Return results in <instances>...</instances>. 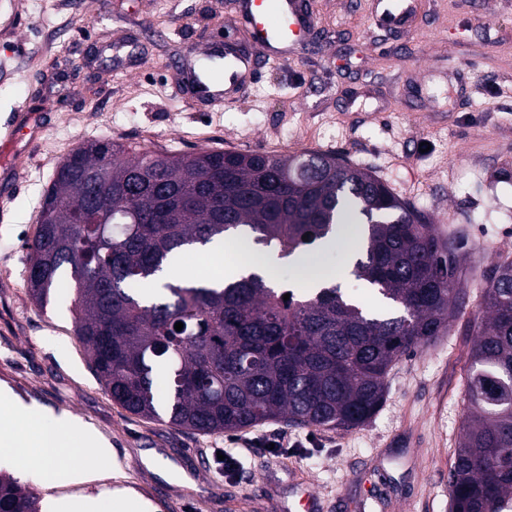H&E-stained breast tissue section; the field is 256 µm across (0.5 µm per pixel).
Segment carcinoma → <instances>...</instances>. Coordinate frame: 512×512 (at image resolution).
<instances>
[{"label": "carcinoma", "mask_w": 512, "mask_h": 512, "mask_svg": "<svg viewBox=\"0 0 512 512\" xmlns=\"http://www.w3.org/2000/svg\"><path fill=\"white\" fill-rule=\"evenodd\" d=\"M93 191L97 212L88 208ZM347 208L362 225L351 275L388 314L338 285L290 290L257 273L219 286L190 276L156 284L200 246L244 238L287 258L336 235ZM27 249L42 270L27 278L37 304L75 292L76 336L112 400L205 433L270 419L366 423L393 367L447 331L464 297L459 245L372 173L320 152L181 154L90 142L57 167ZM480 305L450 512H512L511 261L494 266ZM0 512H41L40 501L0 471Z\"/></svg>", "instance_id": "carcinoma-1"}]
</instances>
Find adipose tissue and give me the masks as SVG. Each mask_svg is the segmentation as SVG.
<instances>
[{
  "instance_id": "obj_1",
  "label": "adipose tissue",
  "mask_w": 512,
  "mask_h": 512,
  "mask_svg": "<svg viewBox=\"0 0 512 512\" xmlns=\"http://www.w3.org/2000/svg\"><path fill=\"white\" fill-rule=\"evenodd\" d=\"M0 447L16 451L18 466L38 472L44 487L61 481L78 483L87 479L89 468L59 469L57 462L81 448L89 451L93 463L109 458L107 444L91 429L83 427L71 414L53 419L51 430H44L26 407L12 398L0 395Z\"/></svg>"
}]
</instances>
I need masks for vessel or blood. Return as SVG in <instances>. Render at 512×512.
Returning a JSON list of instances; mask_svg holds the SVG:
<instances>
[{"mask_svg": "<svg viewBox=\"0 0 512 512\" xmlns=\"http://www.w3.org/2000/svg\"><path fill=\"white\" fill-rule=\"evenodd\" d=\"M238 21L247 34L246 43L217 42L201 52V64L181 74L192 99L221 104L247 93L260 65L300 56L307 34L316 24L310 0H237ZM415 11L414 0H397L375 19L400 29L407 28ZM36 142L27 123L8 126L0 136V149L15 151L21 141Z\"/></svg>", "mask_w": 512, "mask_h": 512, "instance_id": "obj_1", "label": "vessel or blood"}]
</instances>
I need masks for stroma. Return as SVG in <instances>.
I'll list each match as a JSON object with an SVG mask.
<instances>
[{"label":"stroma","mask_w":512,"mask_h":512,"mask_svg":"<svg viewBox=\"0 0 512 512\" xmlns=\"http://www.w3.org/2000/svg\"><path fill=\"white\" fill-rule=\"evenodd\" d=\"M304 54L259 69L249 92L196 108L174 90L188 54L239 35L233 0H0V126L33 114L38 142L0 154V393L43 426L67 411L112 450L90 480L44 488L0 450L43 512L93 499L98 512H292L308 488L319 512H448V472L468 410L479 283L512 260V0H417L409 33L377 25L374 0H312ZM298 154L371 171L463 245L466 295L449 331L403 357L361 427L256 433L295 441L243 456L223 475L215 451L236 433L177 432L115 403L74 334L72 300L37 305L27 244L58 164L82 143ZM428 152H421V143ZM168 469L148 467L146 456Z\"/></svg>","instance_id":"1"}]
</instances>
